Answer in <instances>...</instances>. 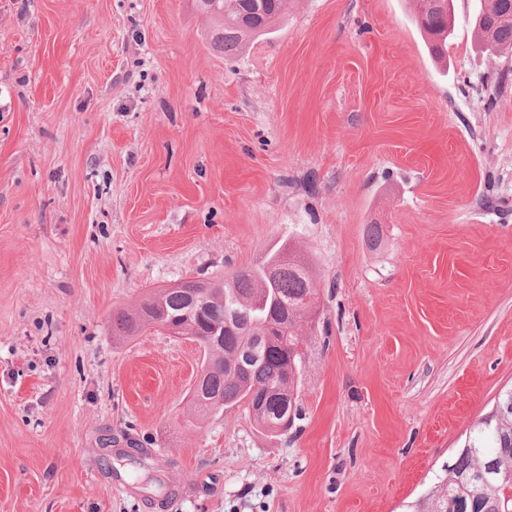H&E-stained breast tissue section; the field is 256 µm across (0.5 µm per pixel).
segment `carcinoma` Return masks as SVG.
Here are the masks:
<instances>
[{"mask_svg": "<svg viewBox=\"0 0 512 512\" xmlns=\"http://www.w3.org/2000/svg\"><path fill=\"white\" fill-rule=\"evenodd\" d=\"M285 0H198L211 22L210 46L230 53L261 35ZM415 19L432 53L445 55L453 37L454 0H413ZM478 28L494 50L512 52V0H482ZM184 279L146 294L112 315V335L133 340L153 329L158 310L182 336L193 337L203 358L188 392L197 419L243 408L255 425L285 431L300 417L298 404L307 343L319 313L318 291L306 261L291 242L230 278ZM512 389L490 419L470 432L420 512H512Z\"/></svg>", "mask_w": 512, "mask_h": 512, "instance_id": "cac0c4a2", "label": "carcinoma"}]
</instances>
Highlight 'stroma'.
Here are the masks:
<instances>
[{
  "label": "stroma",
  "instance_id": "obj_1",
  "mask_svg": "<svg viewBox=\"0 0 512 512\" xmlns=\"http://www.w3.org/2000/svg\"><path fill=\"white\" fill-rule=\"evenodd\" d=\"M478 6L439 61L410 0H287L232 55L194 0H0V512H413L512 387V55ZM287 239L300 420L188 425L197 343L113 310Z\"/></svg>",
  "mask_w": 512,
  "mask_h": 512
}]
</instances>
